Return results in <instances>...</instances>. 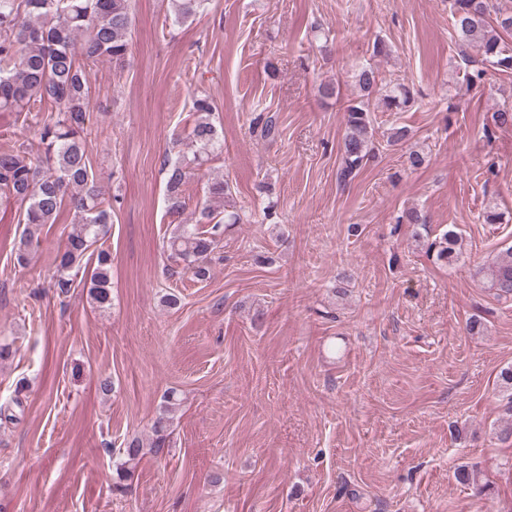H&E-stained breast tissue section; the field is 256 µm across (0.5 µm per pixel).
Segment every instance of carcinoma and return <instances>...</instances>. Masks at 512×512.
Instances as JSON below:
<instances>
[{
	"mask_svg": "<svg viewBox=\"0 0 512 512\" xmlns=\"http://www.w3.org/2000/svg\"><path fill=\"white\" fill-rule=\"evenodd\" d=\"M207 0H172L173 23L183 24L205 9ZM453 31L464 46L481 56L464 73L469 88L485 87L486 69L512 75V3L508 0H451ZM132 0H0V113L20 118L41 112L40 153L29 156L24 150L0 152V199L25 206V224L17 260L28 261V248L39 239L45 224L56 223L65 206L73 211L76 227L67 235L64 248L54 259L53 287L67 294L74 287L70 271L79 268L87 255L96 256L90 277L89 295L100 308L111 305L110 252L98 243L111 223L112 203L103 197L90 161L87 128L91 121L86 67L108 60L118 66L130 54ZM356 83L362 98L344 107L345 130L342 139L338 180L355 178L375 156L371 101L385 111H400L413 100L410 86L383 83L370 65L358 68ZM192 108L198 118L189 135L191 155L164 161L167 171L169 213L184 209L181 187L192 174L222 151V140L211 115L208 98L196 96ZM229 181L215 180L208 185V202L193 224H177L167 242L171 256L184 263L197 280L210 275V256L224 236L226 224H239L238 213L224 216V205L231 202ZM398 223L413 228L426 227L427 215L420 209H406ZM457 231L447 229L428 243L427 252L436 260L451 265L460 256ZM486 289L499 298L512 296V248L501 252L488 265L476 271ZM176 392L164 396L153 424V447L165 443L170 413L176 406ZM143 445L137 439L122 449L123 461L116 466L118 482L131 474L141 460ZM458 482L472 488L473 496L489 494L477 467L464 464L456 468Z\"/></svg>",
	"mask_w": 512,
	"mask_h": 512,
	"instance_id": "carcinoma-1",
	"label": "carcinoma"
}]
</instances>
